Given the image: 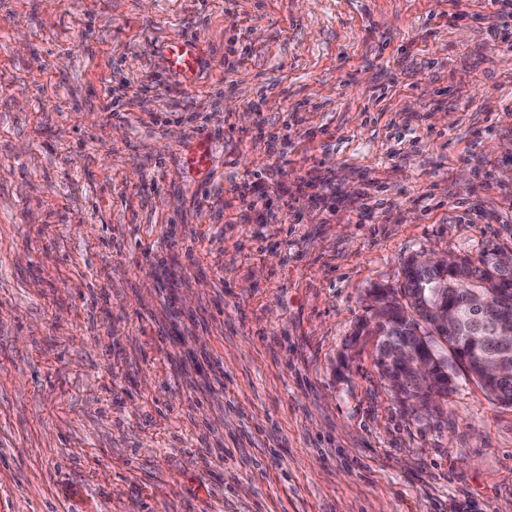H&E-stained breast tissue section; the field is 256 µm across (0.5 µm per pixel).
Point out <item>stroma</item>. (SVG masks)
Wrapping results in <instances>:
<instances>
[{
  "label": "stroma",
  "instance_id": "obj_1",
  "mask_svg": "<svg viewBox=\"0 0 512 512\" xmlns=\"http://www.w3.org/2000/svg\"><path fill=\"white\" fill-rule=\"evenodd\" d=\"M493 246L490 0H0V512H512V406L409 417L356 333ZM199 42L193 37L181 36L171 41L166 54L169 70L178 74H192L200 63Z\"/></svg>",
  "mask_w": 512,
  "mask_h": 512
}]
</instances>
